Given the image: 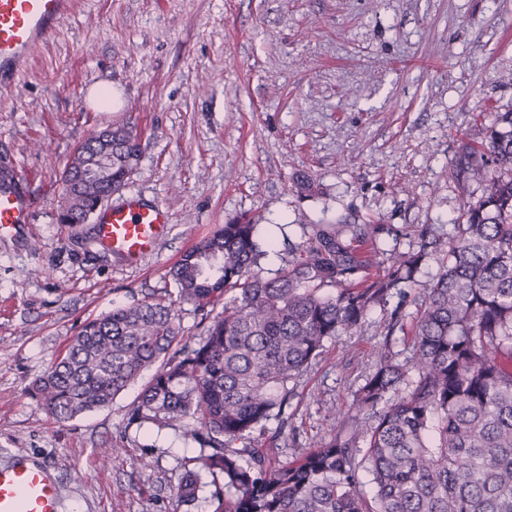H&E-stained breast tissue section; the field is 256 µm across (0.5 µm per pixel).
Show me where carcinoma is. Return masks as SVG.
Segmentation results:
<instances>
[{
	"mask_svg": "<svg viewBox=\"0 0 512 512\" xmlns=\"http://www.w3.org/2000/svg\"><path fill=\"white\" fill-rule=\"evenodd\" d=\"M88 140L64 175L62 223L82 224L125 187L140 140L129 122ZM486 143L452 165L481 196L464 203L446 244L391 253L383 275L357 253H379L369 224H302L304 241L283 248L241 215L199 240L168 271L176 299L116 305L85 321L32 387L58 420L106 407L154 369L130 417L190 419L212 452L186 470L178 502L189 508L203 474L223 477L213 512H512V111L497 112ZM433 247L442 272L416 302L413 356L378 354L356 395L346 433L286 460L259 437L281 415L290 382L315 364L325 343L353 334L371 307L415 279ZM276 255L273 277L261 261ZM206 311L201 340L172 349L175 302Z\"/></svg>",
	"mask_w": 512,
	"mask_h": 512,
	"instance_id": "obj_1",
	"label": "carcinoma"
}]
</instances>
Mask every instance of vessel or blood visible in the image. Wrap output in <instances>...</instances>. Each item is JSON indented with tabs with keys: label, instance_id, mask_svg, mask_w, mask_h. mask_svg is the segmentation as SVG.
I'll return each mask as SVG.
<instances>
[{
	"label": "vessel or blood",
	"instance_id": "obj_1",
	"mask_svg": "<svg viewBox=\"0 0 512 512\" xmlns=\"http://www.w3.org/2000/svg\"><path fill=\"white\" fill-rule=\"evenodd\" d=\"M71 0H0V91L26 67L37 44L47 41ZM32 216V201L19 178L0 186V237L14 238ZM99 246L131 263L153 254L170 222L166 207L129 195L94 216ZM0 512H62L54 470L20 457L0 465Z\"/></svg>",
	"mask_w": 512,
	"mask_h": 512
}]
</instances>
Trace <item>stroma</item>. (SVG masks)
<instances>
[{"label": "stroma", "instance_id": "35a3bbf8", "mask_svg": "<svg viewBox=\"0 0 512 512\" xmlns=\"http://www.w3.org/2000/svg\"><path fill=\"white\" fill-rule=\"evenodd\" d=\"M104 86L105 105L94 97ZM511 109L512 0H76L0 105V154L33 202L26 242L0 240V465L48 463L64 512H187L176 488L207 449L190 420H130L150 373L67 421L32 396L35 379L84 320L169 293V268L241 214L295 244L301 225L341 219L374 225L389 252L447 240L479 198L451 163ZM122 121L142 131L125 193L171 214L136 266L58 219L75 148ZM306 178L318 195L300 192ZM440 270L429 256L360 331L327 341L266 438L291 457L333 438L378 352L411 356L391 314L412 315Z\"/></svg>", "mask_w": 512, "mask_h": 512}]
</instances>
